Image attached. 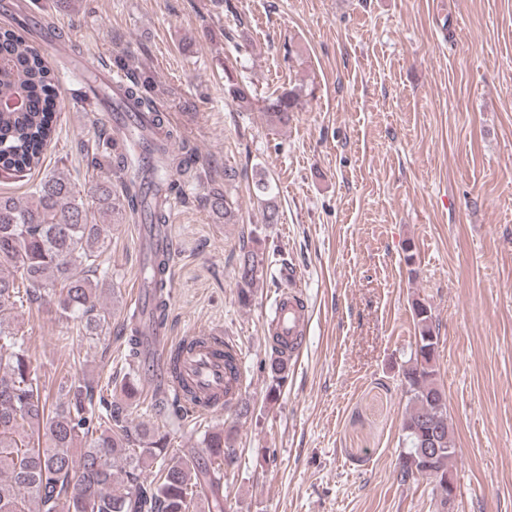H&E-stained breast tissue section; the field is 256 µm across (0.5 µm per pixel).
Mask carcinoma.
I'll list each match as a JSON object with an SVG mask.
<instances>
[{"label":"carcinoma","instance_id":"carcinoma-1","mask_svg":"<svg viewBox=\"0 0 512 512\" xmlns=\"http://www.w3.org/2000/svg\"><path fill=\"white\" fill-rule=\"evenodd\" d=\"M152 78L144 76L125 88V97L137 112L151 116L160 128L163 120L149 95ZM224 93L244 111L260 105L269 125L286 126L300 103L292 88L260 97L250 85L224 73ZM58 80L46 58L11 28L0 27V102L22 99V109L0 108V175L20 179L42 167L44 149L56 134ZM165 140L147 145L154 171L166 191L181 184L171 180L175 168L184 181L197 177L194 149L184 143L172 156L168 142L176 131H164ZM130 133L112 138V171L123 174L132 166ZM255 196L267 224H276L279 207L265 173L252 174ZM98 209L84 206L74 184L64 175H46L31 185L22 203L0 192V308L48 299L62 319L81 324L89 339L102 331L111 310L96 307L102 283L91 279L102 266L111 225L102 220L116 214H136L144 204L140 184L132 179L122 194H112L104 180L97 186ZM205 205L228 223L236 217V201L229 193L212 192ZM265 261L264 253L242 247L237 266L238 299L251 300ZM170 257L158 254L143 267V281L155 288L149 317L162 326L168 316L164 279ZM416 336L412 367L408 373V408L402 423L403 454L414 466L404 465L401 481L419 477L447 488L448 472L456 448L448 419V398L437 379L438 337L431 306L411 303ZM135 316H130V336L124 360L132 364L140 355ZM271 383L267 395L277 399L288 381V357L273 346L269 360ZM122 398L104 394L102 388L80 378L52 388L33 369L23 337L9 320L0 317V512H190L197 496L209 488L214 499L209 512H224L219 497L221 465L232 461V431L216 427L203 443L206 461L190 452H171L167 437L150 427L131 430L127 401L139 394L137 383L125 382ZM151 409L178 417L163 388H158ZM437 448L435 460L420 454Z\"/></svg>","mask_w":512,"mask_h":512}]
</instances>
